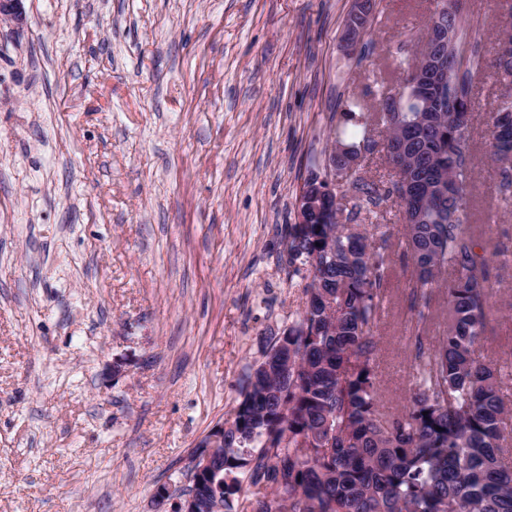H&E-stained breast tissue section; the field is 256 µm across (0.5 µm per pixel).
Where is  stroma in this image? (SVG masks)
<instances>
[{
    "instance_id": "stroma-1",
    "label": "stroma",
    "mask_w": 512,
    "mask_h": 512,
    "mask_svg": "<svg viewBox=\"0 0 512 512\" xmlns=\"http://www.w3.org/2000/svg\"><path fill=\"white\" fill-rule=\"evenodd\" d=\"M431 0H22L0 26V512H174L196 443L230 420L258 337L305 300L283 225L349 94L373 100ZM492 58L501 0H463ZM470 221L512 247L473 77ZM380 329L388 407L408 395L411 267L396 208ZM486 346L512 348V264L490 262ZM121 375H113V363ZM363 0H355L351 15L347 21L346 38L343 40L344 48L353 52L356 51L365 33V11L362 8Z\"/></svg>"
}]
</instances>
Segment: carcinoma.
I'll list each match as a JSON object with an SVG mask.
<instances>
[{"label":"carcinoma","instance_id":"cac0c4a2","mask_svg":"<svg viewBox=\"0 0 512 512\" xmlns=\"http://www.w3.org/2000/svg\"><path fill=\"white\" fill-rule=\"evenodd\" d=\"M489 65L501 84L488 113L491 160L503 187L512 186V59L495 51ZM476 54L448 59L466 111L417 135L408 162L389 138L373 139V113L357 98L345 102L334 141L368 156L379 149L387 179L336 175V207L345 224H287L288 264L306 267V301L288 325V377L275 372L242 387L232 429L224 433V464L206 476L210 486L197 509L224 498L225 512L243 483L252 488L251 512H512V405L503 364L481 359L492 311L488 260L477 254L469 224L472 160L466 147ZM393 96L381 79L375 103L383 128L414 120L421 103L407 95L402 112H388ZM448 166L445 217L408 223L419 204L399 183L423 182L436 162ZM390 199L399 206L405 254L412 268V374L407 404L380 410V340L385 289L395 260L390 228L355 223L363 209ZM444 315L437 336H426L436 308Z\"/></svg>","mask_w":512,"mask_h":512}]
</instances>
